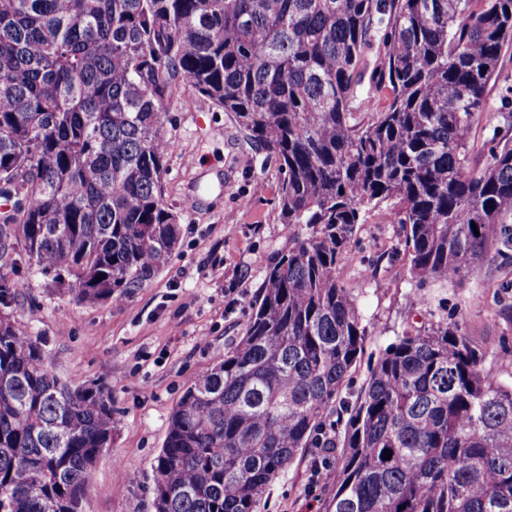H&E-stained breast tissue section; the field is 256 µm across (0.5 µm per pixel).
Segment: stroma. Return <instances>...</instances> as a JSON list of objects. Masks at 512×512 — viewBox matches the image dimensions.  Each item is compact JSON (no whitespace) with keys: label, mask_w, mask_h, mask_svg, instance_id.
<instances>
[{"label":"stroma","mask_w":512,"mask_h":512,"mask_svg":"<svg viewBox=\"0 0 512 512\" xmlns=\"http://www.w3.org/2000/svg\"><path fill=\"white\" fill-rule=\"evenodd\" d=\"M506 112H512V44L489 82L486 112L472 123V170L512 146ZM165 133L175 148L164 197L180 234L146 287L119 303H82L28 260L21 238L0 255V276L13 291L0 301V318L38 336L63 382L101 381L112 391L119 425L84 489L83 512H151L153 464L174 408L194 377L245 335L268 261L288 240L278 210L284 175L229 114L186 86L168 104ZM391 213V204H382L356 226L339 266L370 332L343 396L356 398L403 331L446 322L459 325L485 368L511 381L512 219L473 268L450 282L419 284ZM202 336L207 345L199 344ZM310 459L303 454L275 480L259 512H308Z\"/></svg>","instance_id":"stroma-1"}]
</instances>
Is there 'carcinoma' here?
Listing matches in <instances>:
<instances>
[{"instance_id": "carcinoma-1", "label": "carcinoma", "mask_w": 512, "mask_h": 512, "mask_svg": "<svg viewBox=\"0 0 512 512\" xmlns=\"http://www.w3.org/2000/svg\"><path fill=\"white\" fill-rule=\"evenodd\" d=\"M472 2L0 0V250L19 234L77 301L145 287L177 243L164 123L181 87L285 174L288 242L245 336L174 409L153 512H258L308 448L341 449L319 512H512V382L458 327L404 332L341 398L369 338L338 279L365 214L393 202L417 282L457 278L512 215V148L468 165L512 0ZM384 84L388 104L360 120ZM117 426L105 383L63 385L39 339L0 319V512H79Z\"/></svg>"}]
</instances>
